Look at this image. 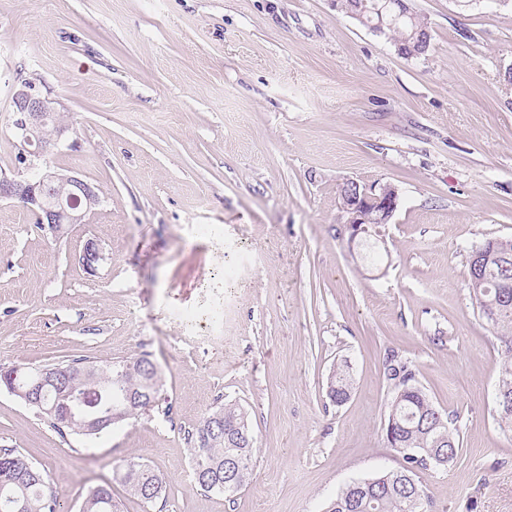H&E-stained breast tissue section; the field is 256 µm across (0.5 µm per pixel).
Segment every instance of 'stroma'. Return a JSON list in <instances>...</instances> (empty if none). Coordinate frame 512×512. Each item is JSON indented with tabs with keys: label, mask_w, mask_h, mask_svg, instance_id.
Masks as SVG:
<instances>
[{
	"label": "stroma",
	"mask_w": 512,
	"mask_h": 512,
	"mask_svg": "<svg viewBox=\"0 0 512 512\" xmlns=\"http://www.w3.org/2000/svg\"><path fill=\"white\" fill-rule=\"evenodd\" d=\"M410 4L431 36L417 57L334 0H0V174L18 173L26 80L73 130L51 166L101 197L58 242L0 200V368L144 356L162 384L161 408L90 442L0 388V447L46 469L57 512L107 480L122 512H324L402 464L381 437L392 350L460 437L419 474L431 512H512L500 342L467 275L474 246L512 238V0ZM350 180L399 190L376 235L349 237ZM89 239L106 256L93 276ZM216 305L223 338L184 341ZM228 402L255 439L230 500L190 485L186 440ZM130 460L165 478L155 504L115 481ZM80 257L82 258L84 269L91 275L97 272L102 262L106 259L103 249L92 239L85 242L83 250L79 255ZM346 369L349 368L348 365H345ZM345 368H341L340 366L336 367L330 376L327 386H326V395L330 399L331 402L336 405H342L340 401L343 399H349L350 397V383L348 379V373Z\"/></svg>",
	"instance_id": "stroma-1"
}]
</instances>
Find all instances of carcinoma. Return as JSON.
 <instances>
[{"label": "carcinoma", "instance_id": "obj_1", "mask_svg": "<svg viewBox=\"0 0 512 512\" xmlns=\"http://www.w3.org/2000/svg\"><path fill=\"white\" fill-rule=\"evenodd\" d=\"M418 21L402 17L387 30L399 53L411 57L418 49ZM470 288L478 307H486L492 316L501 342V369L498 380L496 415L500 428L512 432V293L501 296L494 288V277L478 281L468 268ZM63 382L40 383L38 367H13L0 371V386L10 383L25 391L37 389L38 402L33 408L45 416L50 426L63 438L71 435L90 439L113 425L133 418L145 407L159 405L160 378L155 365L146 357L119 363L94 364L86 360L61 362ZM383 378L388 384L390 401L381 421L382 439L387 447L401 455L403 465L391 471L380 484L354 480L331 499L325 512H429L430 501L423 487L409 480L420 466H446L459 451L460 438L450 427L452 418L435 406L417 379L414 365L399 353H388ZM73 392L92 397L95 407L75 404L67 413L61 411V395ZM331 402L341 405L350 397L347 370L336 367L327 386ZM114 417L110 423L91 429L90 412ZM196 467L195 485L231 499L240 486L225 484V465L240 463L251 471L253 435L248 414L236 403H225L202 418L187 432ZM122 482L143 504L151 505L162 495L163 479L148 465L130 461L122 469ZM0 512H57V495L48 491L44 469L16 448H0ZM81 512H120L109 483L89 489L83 496Z\"/></svg>", "mask_w": 512, "mask_h": 512}]
</instances>
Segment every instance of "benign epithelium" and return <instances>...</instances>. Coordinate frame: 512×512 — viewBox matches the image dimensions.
Wrapping results in <instances>:
<instances>
[{
  "mask_svg": "<svg viewBox=\"0 0 512 512\" xmlns=\"http://www.w3.org/2000/svg\"><path fill=\"white\" fill-rule=\"evenodd\" d=\"M13 122L17 139L16 165L34 169L32 177L0 176V199L17 200L36 217V223L52 238L59 239L68 228L89 223L91 215L100 203L98 188L75 172L54 169L47 160L53 149L67 140L72 133L68 126L56 128L52 138L44 136L53 109L48 101L39 96L23 81L16 86L12 96ZM54 185L68 187L65 198L53 204L44 201L46 189ZM349 192L342 193V210L347 215L349 239L371 235V228L387 224L399 203L398 189L392 185L346 183ZM84 269L93 275L106 259L100 245L89 239L80 254Z\"/></svg>",
  "mask_w": 512,
  "mask_h": 512,
  "instance_id": "obj_1",
  "label": "benign epithelium"
}]
</instances>
